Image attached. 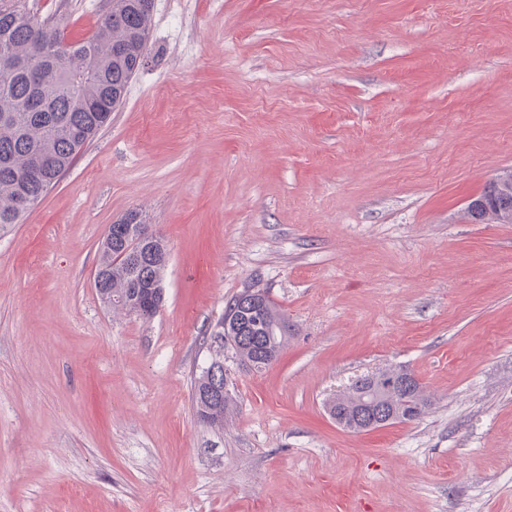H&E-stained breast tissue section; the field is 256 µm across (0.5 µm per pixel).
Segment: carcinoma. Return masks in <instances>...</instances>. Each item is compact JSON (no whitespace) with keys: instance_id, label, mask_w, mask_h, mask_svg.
Wrapping results in <instances>:
<instances>
[{"instance_id":"carcinoma-1","label":"carcinoma","mask_w":512,"mask_h":512,"mask_svg":"<svg viewBox=\"0 0 512 512\" xmlns=\"http://www.w3.org/2000/svg\"><path fill=\"white\" fill-rule=\"evenodd\" d=\"M154 0H104L92 34L73 41L63 17L68 0L44 14L37 0H0V237L8 234L38 206L75 159L108 123L123 102L130 80L142 63L152 28ZM474 199L462 218L472 224H512V185L497 190V207L486 210ZM140 226L142 239L129 231ZM168 254L165 238L129 211L111 225L101 246L96 293L104 305L118 303L139 317L151 318L149 303L163 301ZM263 291L246 288L224 308L210 332L230 336L227 345L237 364L261 370L278 358L292 335L287 316ZM194 380L192 401L197 416L210 425L224 422L228 392L211 394L207 371ZM356 378L326 410L339 420L350 418L371 387ZM431 401L421 385L401 396L386 397V415L409 422L422 417Z\"/></svg>"}]
</instances>
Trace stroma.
Instances as JSON below:
<instances>
[{
    "label": "stroma",
    "mask_w": 512,
    "mask_h": 512,
    "mask_svg": "<svg viewBox=\"0 0 512 512\" xmlns=\"http://www.w3.org/2000/svg\"><path fill=\"white\" fill-rule=\"evenodd\" d=\"M512 0H155L107 125L0 237V512H512ZM132 209L167 241L142 319L91 279ZM294 329L202 423L205 342L243 289ZM404 367L420 419L325 402ZM503 186L505 189L496 190L497 207L489 211L476 205L481 198L494 191V187L488 182L481 194L467 204L462 218L472 224H512V178L510 186L508 183ZM369 374L356 378L342 394L327 402L326 410L332 418L339 420L349 419L357 408L356 403L361 400L371 387L372 380Z\"/></svg>",
    "instance_id": "35a3bbf8"
}]
</instances>
